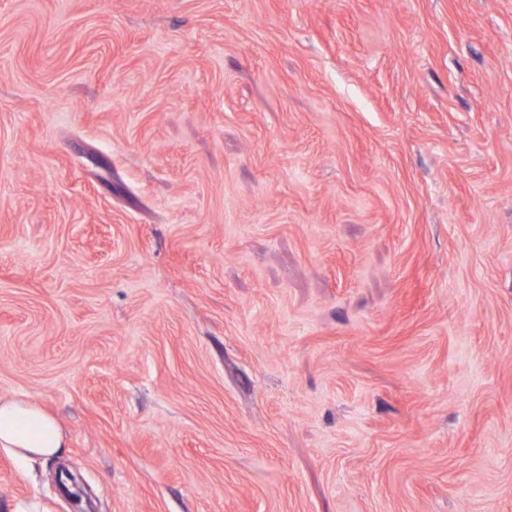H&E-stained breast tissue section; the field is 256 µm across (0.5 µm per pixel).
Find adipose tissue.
<instances>
[{"label": "adipose tissue", "mask_w": 512, "mask_h": 512, "mask_svg": "<svg viewBox=\"0 0 512 512\" xmlns=\"http://www.w3.org/2000/svg\"><path fill=\"white\" fill-rule=\"evenodd\" d=\"M66 441L57 419L25 396L0 398V447L24 460L60 455Z\"/></svg>", "instance_id": "1"}]
</instances>
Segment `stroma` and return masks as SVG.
<instances>
[{"mask_svg": "<svg viewBox=\"0 0 512 512\" xmlns=\"http://www.w3.org/2000/svg\"><path fill=\"white\" fill-rule=\"evenodd\" d=\"M0 512H512V0H0ZM65 437L57 419L26 396L0 398V446L24 460L60 455Z\"/></svg>", "mask_w": 512, "mask_h": 512, "instance_id": "obj_1", "label": "stroma"}]
</instances>
